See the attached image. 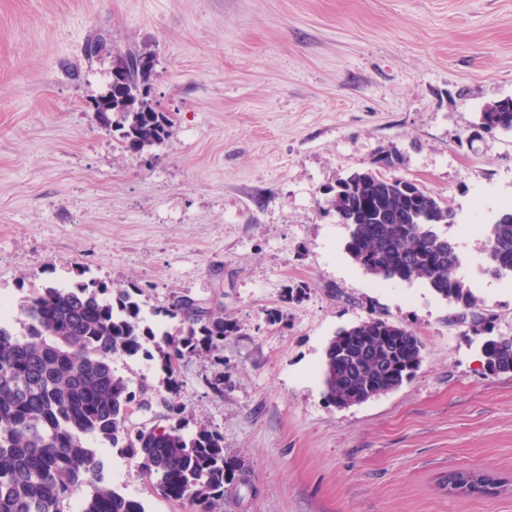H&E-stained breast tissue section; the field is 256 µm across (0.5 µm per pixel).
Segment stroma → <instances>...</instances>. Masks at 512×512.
Returning a JSON list of instances; mask_svg holds the SVG:
<instances>
[{"instance_id": "35a3bbf8", "label": "stroma", "mask_w": 512, "mask_h": 512, "mask_svg": "<svg viewBox=\"0 0 512 512\" xmlns=\"http://www.w3.org/2000/svg\"><path fill=\"white\" fill-rule=\"evenodd\" d=\"M103 47H85L95 35ZM155 56L152 98L172 137L117 148L92 100L115 54ZM512 97V0H0V300L97 280L138 288L149 326L178 297L238 329L224 364L199 356L169 391L156 349L112 367L167 425L210 426L249 472L220 512H512V372L490 373L486 337H512V280L482 273L512 205V131L479 129ZM447 201L461 272L489 334L419 280L380 282L346 252L328 190L379 153ZM381 317L423 344L397 389L331 403L329 340ZM223 391H216V379ZM104 474L146 512H189L140 459L100 446ZM476 470L495 495L452 497Z\"/></svg>"}]
</instances>
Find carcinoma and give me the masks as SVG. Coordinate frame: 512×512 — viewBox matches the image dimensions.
<instances>
[{
	"label": "carcinoma",
	"instance_id": "obj_1",
	"mask_svg": "<svg viewBox=\"0 0 512 512\" xmlns=\"http://www.w3.org/2000/svg\"><path fill=\"white\" fill-rule=\"evenodd\" d=\"M122 83L96 99L100 124L117 134L121 148L142 153L173 134L170 113L148 101L152 54L129 50ZM496 129L512 130V99L485 108ZM329 201L350 231L346 251L379 281L422 279L442 298L459 306L457 321L475 332L486 317L459 274L456 243L439 231L453 224L448 203L415 181L378 171H357L339 181ZM484 253L490 270L505 272L512 261V211L492 225ZM26 333L0 324V512H62L70 489L88 483L92 492L82 512H145L143 504L112 488L90 446L100 439L127 448L141 459L164 496L189 505L190 512H215L224 485L240 480L225 458L224 437L200 426L185 431L182 407L166 402V427H135L131 416L149 407L136 399L112 362L132 357L152 341L164 361L169 388L180 362L205 355L224 365V337L236 325L224 310L203 309L175 299L166 315L180 318L184 336L156 333L144 325L142 307L126 288L96 281L71 287L36 288L20 308ZM487 369L512 370V338L491 339L483 347ZM422 344L415 334L380 317L339 331L323 363L328 399L340 407L397 389L406 370L418 368Z\"/></svg>",
	"mask_w": 512,
	"mask_h": 512
}]
</instances>
